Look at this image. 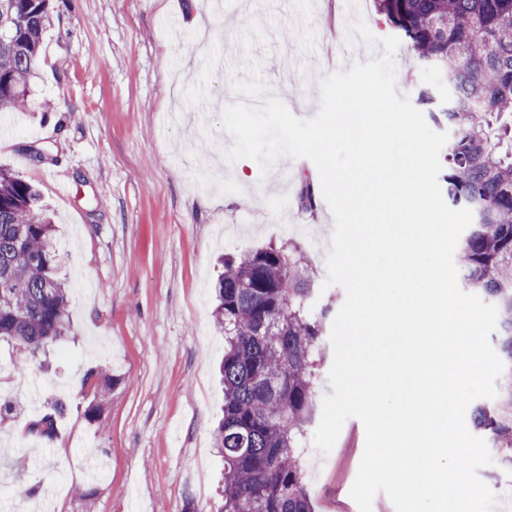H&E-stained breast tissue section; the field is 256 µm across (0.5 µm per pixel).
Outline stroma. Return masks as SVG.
<instances>
[{"label":"stroma","mask_w":512,"mask_h":512,"mask_svg":"<svg viewBox=\"0 0 512 512\" xmlns=\"http://www.w3.org/2000/svg\"><path fill=\"white\" fill-rule=\"evenodd\" d=\"M42 64L26 108L0 118V163L31 182L55 225L57 276L70 287V331L45 355L0 342V403L17 412L0 428V512H206L224 460L214 443L224 394L216 368L224 337L214 324L218 259L293 238L317 282L333 232L324 198L313 213L268 210L294 198L314 163L284 158L283 182L257 163L224 166L232 138L221 109L249 20L267 34L253 56L271 95L309 118L317 81L382 47L347 43L362 16L391 35L374 0H53ZM199 14L202 29L188 27ZM398 94L416 100L432 74L406 46L393 56ZM54 159L29 162L23 145ZM106 381L97 399L89 372ZM66 410L40 454L27 422L55 402ZM365 444L355 418L328 455L304 453L313 512H358L350 496Z\"/></svg>","instance_id":"obj_1"}]
</instances>
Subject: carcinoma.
<instances>
[{"label": "carcinoma", "instance_id": "1", "mask_svg": "<svg viewBox=\"0 0 512 512\" xmlns=\"http://www.w3.org/2000/svg\"><path fill=\"white\" fill-rule=\"evenodd\" d=\"M51 0H0V112L23 108L38 70ZM380 16L419 64L449 91L431 113L451 130L443 154L448 200L472 212L456 247L463 287L497 308L505 370L500 394L478 405L512 469V0H376ZM39 193L0 167V340L36 357L67 335L66 284L57 279L54 225ZM316 207L305 180L294 202ZM314 272L291 239L224 255L214 319L224 333V415L215 445L224 457L217 512H313L302 452L313 415L321 339L332 313L314 303ZM60 407L27 433L50 441Z\"/></svg>", "mask_w": 512, "mask_h": 512}]
</instances>
